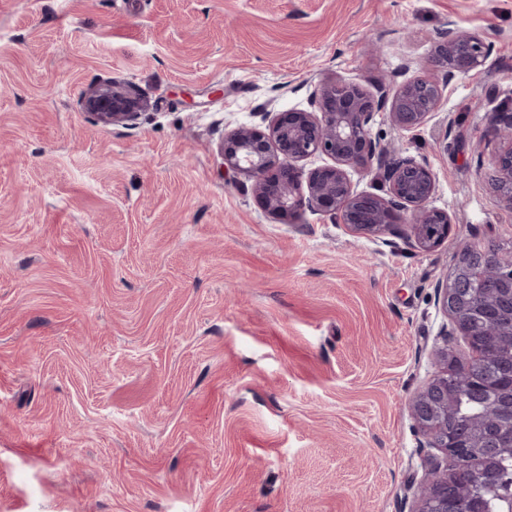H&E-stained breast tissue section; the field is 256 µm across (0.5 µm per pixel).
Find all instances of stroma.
Returning <instances> with one entry per match:
<instances>
[{"label": "stroma", "instance_id": "obj_1", "mask_svg": "<svg viewBox=\"0 0 512 512\" xmlns=\"http://www.w3.org/2000/svg\"><path fill=\"white\" fill-rule=\"evenodd\" d=\"M450 20L492 63L371 124L436 173L441 247L284 224L225 176V134L430 73ZM112 79L134 125L79 108ZM498 110L512 0H0V512H411L435 288L457 240L512 256Z\"/></svg>", "mask_w": 512, "mask_h": 512}]
</instances>
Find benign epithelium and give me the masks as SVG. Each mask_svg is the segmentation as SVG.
I'll list each match as a JSON object with an SVG mask.
<instances>
[{"label":"benign epithelium","mask_w":512,"mask_h":512,"mask_svg":"<svg viewBox=\"0 0 512 512\" xmlns=\"http://www.w3.org/2000/svg\"><path fill=\"white\" fill-rule=\"evenodd\" d=\"M493 50L492 41L450 21L448 29L439 33L431 58L441 78L416 76L393 92L383 84L374 93L357 83L322 85L312 95L314 110L267 112L263 119L268 121V131L238 127L226 134L221 147L224 173L251 181L253 194L277 220L289 223L310 210L369 236L404 224L408 227L401 233L405 242L431 251L448 240L452 224L448 212L431 206L436 173L426 160L395 153L373 139L370 125L376 113L386 110L398 130L418 128L439 109L452 79L484 65ZM79 106L97 123L130 125L148 101L129 86L106 80L84 91ZM487 131L508 141L496 155L493 170L497 188L512 206V114L488 113ZM315 155L327 157L330 163L305 169L304 162ZM352 170L375 173L380 193L357 190ZM465 257L512 283L511 255L500 253L493 244L479 247L469 242L458 249L446 281L437 285V305L451 323L443 327L442 336H450V329L459 332L468 351L461 352L446 341L437 347L438 372L410 403L411 418L423 438L421 447L434 450L423 466L414 512H460L454 489L462 479L461 471L448 462L457 451L470 449V433L448 429V397L453 378L466 373L472 361L484 355L483 344L474 340L470 330L473 289ZM504 305L512 310V287L507 293L494 292L485 320H495ZM474 389L494 392L504 419L484 436L475 470L483 506L469 512H512V382L495 385L477 379Z\"/></svg>","instance_id":"1"}]
</instances>
